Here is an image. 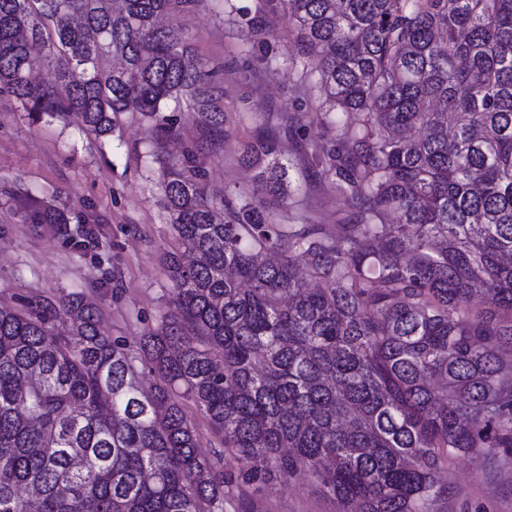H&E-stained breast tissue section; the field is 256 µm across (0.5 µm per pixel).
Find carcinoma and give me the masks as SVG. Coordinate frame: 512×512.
<instances>
[{"label":"carcinoma","instance_id":"1","mask_svg":"<svg viewBox=\"0 0 512 512\" xmlns=\"http://www.w3.org/2000/svg\"><path fill=\"white\" fill-rule=\"evenodd\" d=\"M202 2L0 0V98L98 137L146 117L195 256H166L172 297L135 351L81 292L0 305V512H224L300 474L338 512H440L449 460L512 455V0H257L260 63L318 98L292 123L327 132L302 153L347 201L337 224L280 223L271 129L240 144L252 184L207 190L223 81L158 23ZM35 49L64 92L33 78ZM172 104L202 137L173 157ZM25 219L88 241L44 201ZM185 399L222 437L210 456Z\"/></svg>","mask_w":512,"mask_h":512}]
</instances>
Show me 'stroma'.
<instances>
[{"mask_svg": "<svg viewBox=\"0 0 512 512\" xmlns=\"http://www.w3.org/2000/svg\"><path fill=\"white\" fill-rule=\"evenodd\" d=\"M225 1L208 0L173 20L193 38L198 54L222 69L232 135L206 164L207 189L219 193L249 182L235 154L268 122L280 130L279 148L295 187L281 222L296 224L306 215L335 223L345 216L346 203L301 163L303 140L288 128L292 117L313 111L316 96L296 74L255 71L249 30L225 24ZM147 126L140 113L121 112L112 134L98 138L78 116L34 121L16 104L0 101V300L84 292L100 308L106 332L131 346L156 323L171 299L162 256L182 246L158 204L161 170L149 154ZM36 200L70 212L73 223L92 233L94 246L78 248L56 225L26 222L24 208ZM440 478L448 485L443 512H512L510 458L460 457ZM256 500L258 512H337L305 476L271 485Z\"/></svg>", "mask_w": 512, "mask_h": 512, "instance_id": "stroma-1", "label": "stroma"}]
</instances>
